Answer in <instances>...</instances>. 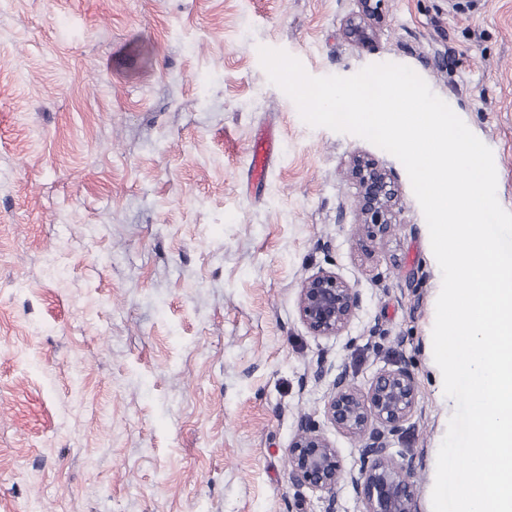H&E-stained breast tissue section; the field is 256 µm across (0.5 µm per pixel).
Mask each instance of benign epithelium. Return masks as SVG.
Listing matches in <instances>:
<instances>
[{
  "mask_svg": "<svg viewBox=\"0 0 512 512\" xmlns=\"http://www.w3.org/2000/svg\"><path fill=\"white\" fill-rule=\"evenodd\" d=\"M385 0H358L359 10L344 20L347 38L365 44L375 35ZM349 177L359 185L356 203L362 235L382 239L397 223L401 210L390 173L357 156ZM359 307V296L336 272L321 269L305 278L298 291V312L309 333L342 334ZM415 378L407 368L379 373L364 393L336 380L325 402V416L360 443V478L354 489L362 512H418L412 463L397 459L388 438L410 420L416 406ZM289 480L320 494L323 512H338L336 486L344 468L336 448L316 427L300 423L288 448Z\"/></svg>",
  "mask_w": 512,
  "mask_h": 512,
  "instance_id": "7a95c632",
  "label": "benign epithelium"
}]
</instances>
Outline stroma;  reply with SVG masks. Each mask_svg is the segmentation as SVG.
I'll use <instances>...</instances> for the list:
<instances>
[{
    "instance_id": "obj_1",
    "label": "stroma",
    "mask_w": 512,
    "mask_h": 512,
    "mask_svg": "<svg viewBox=\"0 0 512 512\" xmlns=\"http://www.w3.org/2000/svg\"><path fill=\"white\" fill-rule=\"evenodd\" d=\"M0 0V512H322L288 478L300 420L337 449L340 512L358 443L325 418L337 375L367 391L412 371L391 435L420 512L451 417L432 332L442 273L403 164L313 127L258 49L308 74L413 69L493 152L512 212V0ZM281 141L264 185L247 151ZM391 171L399 222L362 245L355 155ZM321 269L360 305L311 335L299 284ZM359 10L344 20V33L347 38L358 44L369 42L375 35L376 24L383 15L385 0H357Z\"/></svg>"
}]
</instances>
